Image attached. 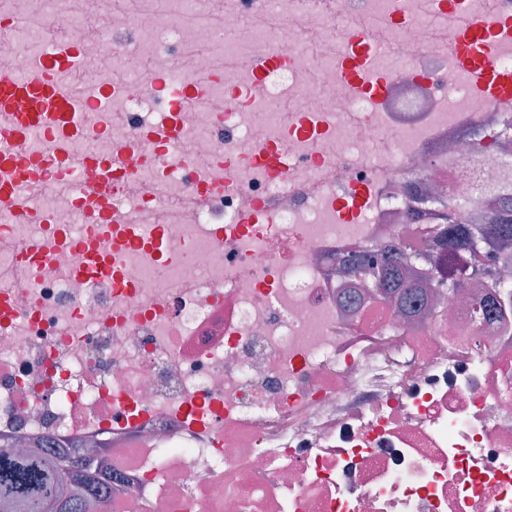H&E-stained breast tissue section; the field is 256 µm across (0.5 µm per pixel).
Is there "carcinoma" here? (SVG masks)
Returning a JSON list of instances; mask_svg holds the SVG:
<instances>
[{"label": "carcinoma", "instance_id": "obj_1", "mask_svg": "<svg viewBox=\"0 0 512 512\" xmlns=\"http://www.w3.org/2000/svg\"><path fill=\"white\" fill-rule=\"evenodd\" d=\"M461 204L448 203V210L437 214L446 223L440 233L437 268L453 262L460 253L472 254L486 246L503 258H512V183L483 190L478 208L468 217L473 229L459 222ZM415 255L411 260L402 251L381 258L378 269L359 264L354 275H371L382 298L405 315L425 303L429 279ZM112 496V478L102 470L67 461L56 450L40 442L26 450H0V512H88L106 508Z\"/></svg>", "mask_w": 512, "mask_h": 512}]
</instances>
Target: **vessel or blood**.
I'll list each match as a JSON object with an SVG mask.
<instances>
[{
	"mask_svg": "<svg viewBox=\"0 0 512 512\" xmlns=\"http://www.w3.org/2000/svg\"><path fill=\"white\" fill-rule=\"evenodd\" d=\"M506 27H512L511 19L472 22L456 45L469 81L502 107L512 105V74L496 70L490 49ZM88 62L85 42L66 38L26 51L22 73L0 70V214L10 224L52 226L55 237L78 257L72 275L108 280L112 277L111 252L67 236L54 211L29 203L27 187L71 183V203L79 221L112 226L119 197L138 184L141 169L153 163L156 151L181 136L179 114L184 105L192 101L203 111L216 112L220 104L201 88L171 79L167 71L156 72L153 85L163 95L165 107L155 126L144 133L152 151L132 141L106 154L85 157L76 165L71 148L88 133L87 113H99L103 122H110L117 94L105 79L88 81L80 88L73 85L71 74ZM52 258V250L37 242L19 256L33 270Z\"/></svg>",
	"mask_w": 512,
	"mask_h": 512,
	"instance_id": "obj_1",
	"label": "vessel or blood"
}]
</instances>
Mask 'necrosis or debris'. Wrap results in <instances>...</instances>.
I'll use <instances>...</instances> for the list:
<instances>
[{"label": "necrosis or debris", "mask_w": 512, "mask_h": 512, "mask_svg": "<svg viewBox=\"0 0 512 512\" xmlns=\"http://www.w3.org/2000/svg\"><path fill=\"white\" fill-rule=\"evenodd\" d=\"M509 15L512 0H156L108 28L72 14L129 90L110 127L89 113L76 154L150 127L161 69L223 109L182 112L142 170L112 227L115 282L70 275L62 247L28 278L16 256L45 225H0V439L101 442L121 486L107 512H512V333L477 315L473 267L415 328L367 282L340 306L346 259L429 243L449 187L470 200L512 176L495 148L468 149L470 132L512 133V108L478 97L455 53L467 24ZM360 33L375 52L347 78ZM195 41L232 60L227 80L210 52L185 60ZM275 47L287 64L256 83ZM269 142L276 174L255 160ZM216 178L215 205L194 206ZM29 198L100 238L67 186ZM260 206L272 223H245ZM158 226L166 253L132 241Z\"/></svg>", "instance_id": "obj_1"}]
</instances>
